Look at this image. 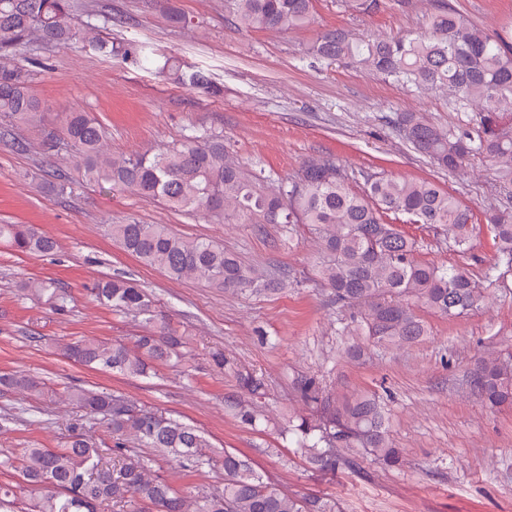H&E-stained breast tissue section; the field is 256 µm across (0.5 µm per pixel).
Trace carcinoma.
<instances>
[{
	"label": "carcinoma",
	"mask_w": 512,
	"mask_h": 512,
	"mask_svg": "<svg viewBox=\"0 0 512 512\" xmlns=\"http://www.w3.org/2000/svg\"><path fill=\"white\" fill-rule=\"evenodd\" d=\"M230 23L255 30L292 31L315 20L316 0H229ZM110 18L76 17L74 0H0V121H37L43 102L32 89L33 73L12 54L36 34L47 44L78 47L98 56H119L141 67L154 53L140 44H116L96 36ZM308 54L321 61L347 59L402 87L448 92L454 109L481 107L478 127L442 129L420 112H400L394 124L418 153L455 171L474 157L491 163L494 181L512 188V44L491 36L472 21L442 5L420 34L352 40L338 28L321 32ZM157 72L189 89L217 88L201 70L168 57ZM106 131L96 116L80 109L58 112L43 144L56 150L63 140L78 178L110 192H131L174 211H201L215 224H301L320 244L315 275L329 288L336 306L352 313L341 328L355 337L349 347L403 349L428 335L420 306L448 318L480 308L487 288L512 272V211L487 210L485 224L495 263L476 279L465 265L450 268L415 259V242L386 221L391 213L413 224H430L448 237L449 246L466 251L476 229L471 209L429 181L376 178L364 195L352 193L336 161L309 159L296 175L275 179L256 165H244L224 151L220 132L192 130L155 153L116 155L106 146ZM106 232L124 251L172 280H190L232 294L275 293L288 286L265 269L242 262L207 238L174 234L165 224H108ZM0 239L26 255L52 256L57 241L32 224H0ZM21 290L35 302L48 297L57 311L68 295L51 280H26ZM96 301L141 320L146 333L133 343L81 337L62 347L67 359L127 377H147L155 364L182 357L183 337L170 327L151 294L122 278L99 281ZM238 385L252 395L264 390L261 377L234 371ZM472 396L491 408H512V350L477 360L466 374ZM45 383L16 371L0 375V390L35 395ZM304 406L288 417L284 432L295 437L308 463L334 473L369 457L388 467L401 462L388 430V410L374 394L348 400L329 395L313 378L299 381ZM66 399L88 416H102L118 461L108 467L95 440L74 433L60 448H23L0 458V472L19 475L30 489L22 499L14 486L0 483V512H98L106 501L128 512H341L328 496L299 498L277 482L265 480L242 456L224 450V484L195 493L177 488L152 470L163 461L169 473L201 471L213 463L203 431L179 418L121 395L75 387ZM239 421L253 427L263 414L253 404L235 402ZM148 449L135 453L129 445Z\"/></svg>",
	"instance_id": "1"
}]
</instances>
